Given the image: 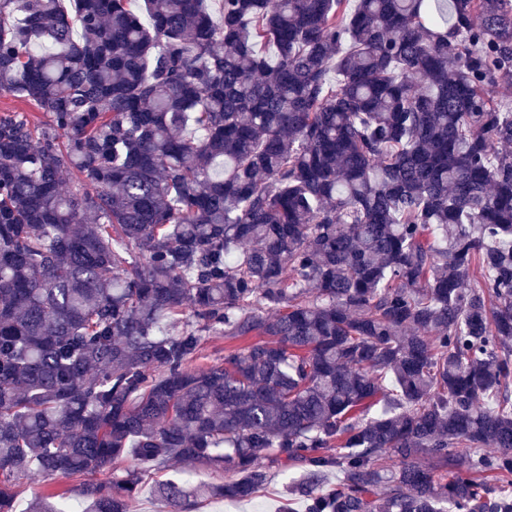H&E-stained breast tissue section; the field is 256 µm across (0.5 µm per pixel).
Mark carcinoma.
Returning <instances> with one entry per match:
<instances>
[{
  "label": "carcinoma",
  "instance_id": "cac0c4a2",
  "mask_svg": "<svg viewBox=\"0 0 512 512\" xmlns=\"http://www.w3.org/2000/svg\"><path fill=\"white\" fill-rule=\"evenodd\" d=\"M131 2L0 0V512H512V0ZM260 464L269 472L270 478L252 495L242 499L199 500L193 512H279L281 509L305 512V500L287 491L296 468L268 456H263ZM172 470L187 471L194 480L207 483H224L225 478L231 476L224 471L215 472L200 466L194 467L188 463H173L166 471H151L144 474L141 492L138 499L131 504L129 512H169L171 508H165L163 504L157 502L152 491L156 483L170 478ZM85 479L87 478L54 476L51 479L43 480L40 475L35 474L31 479L24 480L19 487L16 499V512H26L29 510L32 492L35 490H45L59 494L71 509L77 508L79 512H83L87 508V504L84 503L79 495V489Z\"/></svg>",
  "mask_w": 512,
  "mask_h": 512
}]
</instances>
